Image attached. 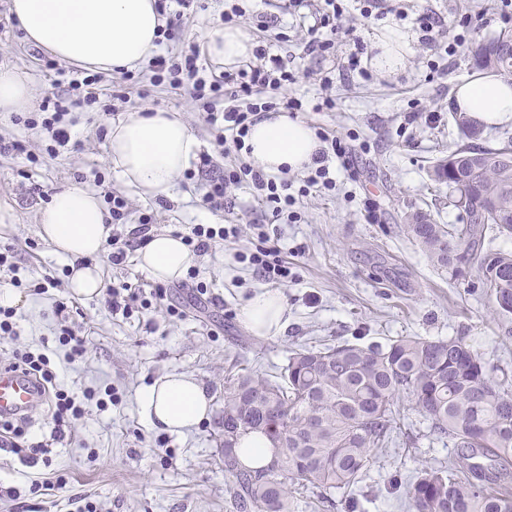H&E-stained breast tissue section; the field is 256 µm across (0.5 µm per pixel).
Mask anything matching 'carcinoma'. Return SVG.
<instances>
[{"mask_svg":"<svg viewBox=\"0 0 512 512\" xmlns=\"http://www.w3.org/2000/svg\"><path fill=\"white\" fill-rule=\"evenodd\" d=\"M512 39V31L472 48L476 64L512 82V51L486 56V46ZM452 118L469 139L450 153L484 156L482 167L449 169L441 160L434 179L471 184L470 207L459 208L463 227L450 230L423 213L407 217L406 231L432 261L465 278L459 264L471 257L494 313L512 317V251L492 241L512 238V164L501 147L472 143V120ZM406 398L432 435L458 450L443 467L425 466L407 486L415 512H512V379L489 364L463 336L429 340L399 336L384 345L343 341L324 349L290 351L275 379L242 369L224 386V477L240 512H293L296 493L308 491L317 509L356 512L350 489L368 471L372 449L389 441L397 403ZM260 433L282 444L277 464L252 470L234 453L238 440Z\"/></svg>","mask_w":512,"mask_h":512,"instance_id":"1","label":"carcinoma"}]
</instances>
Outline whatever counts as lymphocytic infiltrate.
<instances>
[{
    "instance_id": "f902f5d3",
    "label": "lymphocytic infiltrate",
    "mask_w": 512,
    "mask_h": 512,
    "mask_svg": "<svg viewBox=\"0 0 512 512\" xmlns=\"http://www.w3.org/2000/svg\"><path fill=\"white\" fill-rule=\"evenodd\" d=\"M343 9L338 0H322L311 25L304 28L301 40L307 54L325 55L335 49L334 33L341 27ZM255 60L243 65L236 72L208 71L198 64L200 50L171 52L154 57L150 63V82L155 86L188 88L192 101L204 114V121L215 134L217 145L232 141L235 149H243L251 126L261 112L279 106L289 113L302 111L301 100L285 94L284 89L294 79L286 57L271 53L267 44H259L253 51ZM105 75L96 72L83 78L71 79L61 95L43 98L40 112L27 117V125L41 127L42 131L58 146L69 141L66 116L69 106L92 105L99 101V86ZM324 148L314 157L312 173L305 179L310 187L332 188L334 180L327 165L329 158H336L345 171H352L353 145L344 138L317 130ZM198 174L204 182L203 202L214 210H231L235 207L232 190L242 181H249L257 198L270 211L272 219H279L284 211L292 208L296 197L291 194V181L275 179L242 161L225 170H218L211 155L200 159ZM9 370L32 379L41 396L52 408L56 434L74 428L85 409L77 396L62 388L49 358L27 348L12 352Z\"/></svg>"
}]
</instances>
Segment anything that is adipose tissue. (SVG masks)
I'll list each match as a JSON object with an SVG mask.
<instances>
[{
    "label": "adipose tissue",
    "mask_w": 512,
    "mask_h": 512,
    "mask_svg": "<svg viewBox=\"0 0 512 512\" xmlns=\"http://www.w3.org/2000/svg\"><path fill=\"white\" fill-rule=\"evenodd\" d=\"M10 12L26 41L59 61L92 72L136 70L161 51L157 33L162 21L155 0H10ZM418 34L411 27L384 25L375 39L370 65L388 78L404 71L415 51ZM204 49L216 68H233L252 55L244 28L221 25L204 37ZM32 79L27 72L0 67V116L22 112L31 104ZM454 105L481 125L512 122V83L478 75L460 81ZM112 168L140 195L170 198L177 178L196 159L200 143L181 112L133 108L107 132ZM252 165L267 174L301 172L312 163L321 143L299 119L272 114L258 120L245 141ZM101 198L74 183L54 193L40 210L38 234L57 256L75 260L69 277L74 297L99 296L104 286L96 257L112 228L105 222ZM139 266L161 282L183 278L195 257L181 238L157 233L138 250ZM287 307L280 292H256L240 311V320L259 336H275L287 325ZM211 399L193 376L170 374L146 388L142 412L149 423L171 434L200 424Z\"/></svg>",
    "instance_id": "1"
}]
</instances>
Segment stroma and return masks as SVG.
I'll list each match as a JSON object with an SVG mask.
<instances>
[{"label":"stroma","mask_w":512,"mask_h":512,"mask_svg":"<svg viewBox=\"0 0 512 512\" xmlns=\"http://www.w3.org/2000/svg\"><path fill=\"white\" fill-rule=\"evenodd\" d=\"M9 0H0V66L9 65L32 77L34 105L54 92V78L41 62L44 49L27 42L9 12ZM397 10L416 16L430 9L447 24L441 40L452 41L463 17L479 18L465 46L449 55L417 45L405 72L395 79L344 72L349 39L372 44L379 24L362 18L352 0L344 7L349 16L346 32L336 37V51L320 59L306 55L294 17L283 16L275 53L293 58L297 80L289 95L304 104L331 95L336 106L321 112L301 113L310 127L341 136L355 147L356 178L336 173L335 188L311 192L297 202L296 220H272L254 201L248 187L236 189V207L222 213L204 208L199 180L177 178L167 206L140 196L113 171L108 157L107 130L112 118L103 108L111 104L117 116L128 107L176 110L201 143L202 152L220 164H234L221 156L212 132L203 123L188 93L163 85L151 86L148 68L134 73L137 87L147 97L132 96L130 103L102 95L90 107L73 110L71 140L56 153L40 130L0 119V136L28 141L31 156L0 155V204H8L13 223H0V246L16 251L17 276L24 302L16 308L19 336L0 337V364L16 347L46 351L52 364L61 366L62 382L76 393L111 395L106 407L89 405L75 432L54 436L48 405L32 411L26 442H43L46 459L28 460L0 447V512H71L77 496L93 501L98 512H234L221 452L224 448V376L249 369L261 376L280 373L291 349L298 345L323 348L355 337L386 342L399 336L445 338L463 336L491 364L512 372V335H504L485 291L476 277L454 280L434 264L405 232L409 214L427 213L436 224L462 227L448 205L446 184L431 180L434 163L464 144L451 113L455 83L477 74L470 55L475 43L497 37L505 25L497 0H393ZM224 0H195L186 23L175 28L167 48L181 50L202 44L207 27L221 22ZM331 75V88L320 79ZM424 109L433 120L407 123L408 113ZM115 115V116H116ZM81 183L97 192H120L128 216L115 230L127 234L141 214L156 215L154 231L187 232L194 224H236L237 237L218 243L212 254L197 258L196 277L185 286L170 282L161 306L133 303L129 313H112L103 297L73 298L68 288L35 295L29 286L44 277L61 276L68 262L55 255L37 233L38 212L57 191ZM265 232L269 245L278 247L293 277L272 284L247 261ZM97 262L105 283L151 289L154 279L128 255L115 265L106 255ZM205 284L203 299H196L197 284ZM277 288L287 307L288 325L277 336H257L239 319V311L255 292ZM66 299L62 316L54 302ZM78 330L87 353L67 362L57 341L60 325ZM193 375L211 398L208 421L181 435L152 426L139 404L141 392L154 380L173 374ZM400 416L388 447L373 451V463L354 494L359 512H414L406 486L424 466L447 465L451 445L431 436L425 422L407 399L399 401ZM65 472V488L33 494L30 481L47 470Z\"/></svg>","instance_id":"obj_1"}]
</instances>
